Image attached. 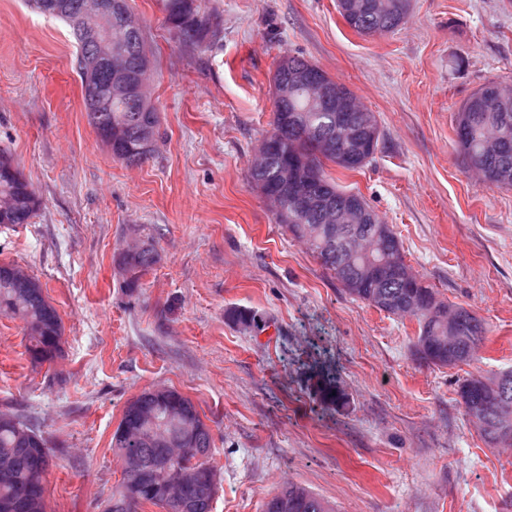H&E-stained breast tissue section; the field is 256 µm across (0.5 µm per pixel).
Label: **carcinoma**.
Masks as SVG:
<instances>
[{
    "mask_svg": "<svg viewBox=\"0 0 512 512\" xmlns=\"http://www.w3.org/2000/svg\"><path fill=\"white\" fill-rule=\"evenodd\" d=\"M30 8L67 24L76 44L73 68L82 87L88 122L112 157L128 163H140L154 151L159 135L158 113L149 98L126 96L116 91L112 75L120 69L129 76L151 67L144 27L133 12L129 0H112V11L95 15L90 0H26ZM356 6L342 19L360 35L375 29L392 33L407 22L410 0H385L387 12L375 15L370 11L374 0H348ZM165 23L177 37L208 46L215 43L218 33L198 18L196 0H163ZM336 131V113L322 112L312 107L303 90H295L284 103L282 111L274 113L270 133H278L273 151L259 170H249L250 181H261L266 195L277 196L280 211L275 221L283 225L296 239L306 243L320 265L330 272L355 300L361 301L389 316L410 317L418 324V334L412 344L413 355L435 366L448 367V344L442 338L448 331L432 315L426 297L435 296L427 285L407 288L399 278L397 268L406 267L402 243L393 227L375 218L369 232H387L381 248L371 255H354L350 269L337 270L334 253L336 242L329 228L336 226V215L322 210L303 213L298 203L283 194V173L295 165L303 177H314L322 184L323 194L331 199L347 194L324 169L328 161L348 171L364 166L361 161L344 164L336 153L314 144V132ZM512 136V96L498 103L497 111L484 110V101L477 99L456 114L457 150L482 165L488 140L502 130ZM493 165V162L486 163ZM39 207V199L13 164L11 156L0 150V224H27ZM390 260L387 275L374 285L363 282L359 272L371 261ZM156 262L149 247L127 252L121 258L127 286H139L144 272ZM10 264H0V314L23 323L28 341L27 352L32 362L42 364L54 360L62 351V324L55 307L46 299L42 287L27 276L28 287L19 288L10 276ZM433 339L430 344L425 338ZM197 422L195 434L197 452L184 458L178 470L166 467L172 449L162 445L146 446L142 435L151 430L183 433V425ZM111 440L113 454L120 462L126 457L141 458L142 471L121 470V480L112 490L105 512H139L144 503L166 507L168 486L178 471L193 474L192 482L180 486L190 512H213L214 497L200 494L217 476L210 464L212 435L206 428L194 402L174 390L167 399H160L151 390H144L130 400ZM50 468V453L46 442L30 421L21 414L0 413V512H46L45 475ZM302 494L298 512H335V508L318 494L291 483L283 493Z\"/></svg>",
    "mask_w": 512,
    "mask_h": 512,
    "instance_id": "1",
    "label": "carcinoma"
}]
</instances>
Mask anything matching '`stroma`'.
Returning a JSON list of instances; mask_svg holds the SVG:
<instances>
[{"label":"stroma","mask_w":512,"mask_h":512,"mask_svg":"<svg viewBox=\"0 0 512 512\" xmlns=\"http://www.w3.org/2000/svg\"><path fill=\"white\" fill-rule=\"evenodd\" d=\"M410 2L401 30L365 37L336 0H196L220 29L201 47L168 30L161 0H130L160 136L129 166L88 123L67 28L0 0V148L40 200L29 223L0 226V263L37 278L63 326L62 357L35 364L22 323L0 316V410L46 441L47 512H104L120 477L112 434L158 386L211 429L213 512H262L290 482L337 512H512V451L457 394L468 368L512 370V189H487L455 147L463 102L487 79L512 82V0ZM286 54L376 114L370 163L326 170L394 227L441 299L487 323L474 365L416 360V322L348 296L253 188ZM134 241L158 260L132 290L119 261ZM234 308L263 331L230 321ZM329 379L344 406L322 401Z\"/></svg>","instance_id":"1"}]
</instances>
